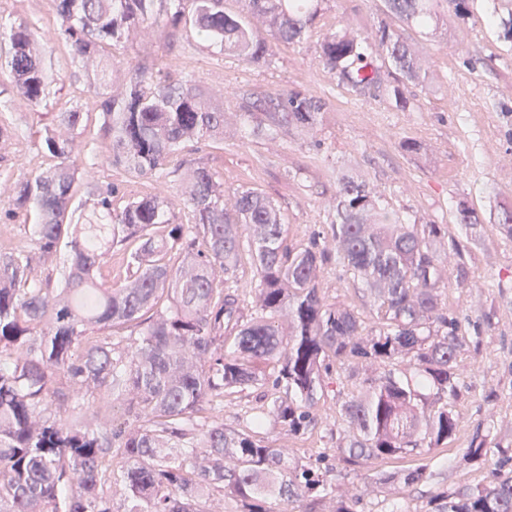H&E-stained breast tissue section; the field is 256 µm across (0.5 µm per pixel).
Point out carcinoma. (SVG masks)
Segmentation results:
<instances>
[{
  "mask_svg": "<svg viewBox=\"0 0 512 512\" xmlns=\"http://www.w3.org/2000/svg\"><path fill=\"white\" fill-rule=\"evenodd\" d=\"M322 0H53L60 36L82 61L101 46L161 21L174 36L191 29L202 41L250 65H265L271 42L299 44ZM387 0L402 22L419 28L444 15L462 16L468 0ZM13 87L37 105L54 81L44 50L26 23L3 38ZM386 50L402 75L385 83L373 51ZM324 67L360 100L388 97L414 105L404 85L425 82V55L383 25L370 33L343 26L319 45ZM267 105L230 113L206 100L189 80L154 81L141 68L117 95L98 99L109 161L136 178L166 180L169 155L233 125L246 138L312 132L323 104L299 92L253 93ZM88 113L56 112L39 148L53 164L20 172L6 212L34 215L31 245L0 250V512H271L268 499L304 503L300 512H356L359 500L338 497L324 476L295 462L287 448L261 437L271 422L298 434L311 408L328 394L330 367H352L357 389L336 381L345 423L336 445L349 463L400 456L447 444L457 428L453 403L462 371L457 357L469 337L464 317L447 307L441 252L461 254L446 224H406L354 175L337 180L328 229L334 249L315 234L285 245L278 206L247 189L224 196L217 172L197 165L182 181L188 222L170 217L158 195L112 208L116 192L95 177L98 157L75 153ZM83 182L93 221L73 223L75 185ZM258 283L251 314L238 290L224 285L244 247ZM131 249L123 281L103 276L112 250ZM177 255L180 262H171ZM336 261L346 279L373 299L377 321L345 304H328L319 273ZM272 385L271 398L245 431L224 428V391ZM122 410L116 422L115 409ZM491 431L465 449L486 460L502 445ZM182 448L180 457L171 451ZM204 449L198 457L195 449ZM422 468L380 472L381 487L414 484ZM121 487L122 505L112 498ZM437 512H512V475L473 490L436 495Z\"/></svg>",
  "mask_w": 512,
  "mask_h": 512,
  "instance_id": "cac0c4a2",
  "label": "carcinoma"
}]
</instances>
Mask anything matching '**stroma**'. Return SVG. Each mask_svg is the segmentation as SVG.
<instances>
[{
    "instance_id": "obj_1",
    "label": "stroma",
    "mask_w": 512,
    "mask_h": 512,
    "mask_svg": "<svg viewBox=\"0 0 512 512\" xmlns=\"http://www.w3.org/2000/svg\"><path fill=\"white\" fill-rule=\"evenodd\" d=\"M511 11L512 0H469L466 16L449 17L440 29L426 30L394 17L385 0H323L306 41L273 44L271 63L261 67L208 48L190 32L168 40L159 23L145 24L135 39L101 51L103 60L117 69L115 82L146 66L159 77L195 81L230 111L238 110L244 92L255 87L310 94L325 105L319 126L309 136L245 139L235 127H226L223 141L206 140L171 156V175L163 183L131 177L109 164L98 123L90 121L76 140V151L93 148L100 154L99 179L119 189L114 208L162 192L171 199L173 214L183 217L179 174L202 163L220 174L226 192L252 188L272 200L288 226L287 243L295 247L326 230L333 218L337 178L352 171L363 175L405 223L447 225L460 242L461 256L449 261L465 264L468 284L446 294L448 306L469 319L470 342L458 356L463 385L453 404L459 431L444 448L367 460L353 470L331 473L337 495L359 499L361 512H381L389 501L398 512H431L430 500L441 488L458 491L491 480L493 461L475 463L464 457L472 437L492 425L502 441H512V238L499 224L502 210L512 209V43L504 41L499 20H490ZM20 22L29 24L45 48L46 62L58 80L41 104H32L13 88L0 57V189L6 191L19 170L38 172L50 165L38 142L52 113L71 108L91 112L96 101L83 62L60 36L62 20L52 0H0V27ZM346 24L362 31L388 26L432 56L435 65L428 82L406 89L414 108L399 110L386 98L359 101L336 85L317 48L328 33ZM405 139L424 143L426 155L402 150ZM461 203L477 213L476 232L456 223ZM319 281L326 302L355 306L364 318H372L369 298L335 265L325 266ZM265 404L260 389L225 393V427L245 429L247 418ZM313 413V423L299 434L266 425V441L292 448L303 463L322 454L335 463L336 440L343 430L335 400L319 401ZM417 467L425 470L419 483L382 494L373 482L378 472Z\"/></svg>"
}]
</instances>
